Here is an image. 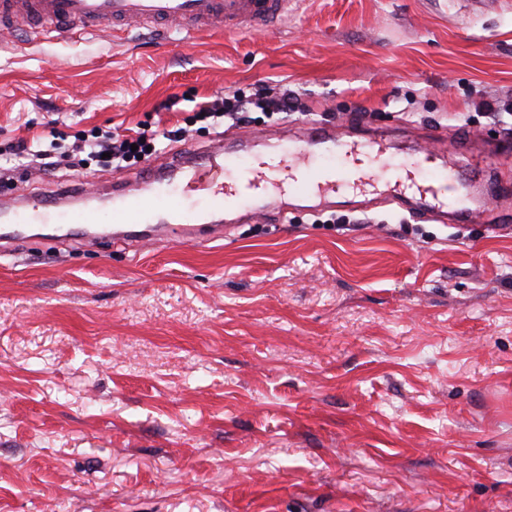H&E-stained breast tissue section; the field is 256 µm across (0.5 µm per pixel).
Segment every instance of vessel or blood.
I'll return each instance as SVG.
<instances>
[{"label": "vessel or blood", "instance_id": "obj_1", "mask_svg": "<svg viewBox=\"0 0 512 512\" xmlns=\"http://www.w3.org/2000/svg\"><path fill=\"white\" fill-rule=\"evenodd\" d=\"M289 0H0V32L26 29L34 34L70 35L110 26L126 31L132 24L178 28L187 34L204 30L227 33L254 26L272 27L288 12ZM384 135L357 138L349 129L310 124L294 135L232 133L204 150L187 149L168 160L146 161L137 186L113 192L100 206H62L59 196L26 198L0 229V247L23 241L28 224H46L81 243L105 237L127 244L171 237L202 243L223 236L221 214L243 210L251 222L278 217L283 207L259 200V192L277 190L284 179L295 182L313 210L330 208L334 197L371 188L377 205H398L409 213H426L441 224L472 223L483 213L482 199L455 193L469 169L467 142L449 152L418 151L401 165L388 163ZM429 169L420 194L403 192L405 173Z\"/></svg>", "mask_w": 512, "mask_h": 512}]
</instances>
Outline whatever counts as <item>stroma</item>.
Wrapping results in <instances>:
<instances>
[{"mask_svg": "<svg viewBox=\"0 0 512 512\" xmlns=\"http://www.w3.org/2000/svg\"><path fill=\"white\" fill-rule=\"evenodd\" d=\"M307 121L472 143L480 189L512 177V0H299L278 28L148 29L0 46L8 191L109 190L96 165L30 173L99 128L216 133L197 103L259 86ZM27 242L0 255V512H512V228L389 207L235 224L130 250Z\"/></svg>", "mask_w": 512, "mask_h": 512, "instance_id": "stroma-1", "label": "stroma"}]
</instances>
